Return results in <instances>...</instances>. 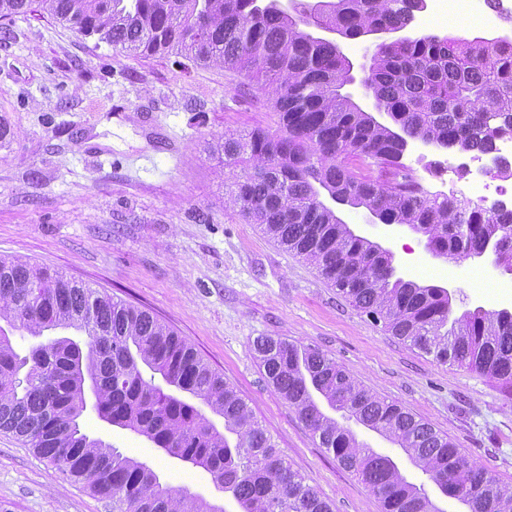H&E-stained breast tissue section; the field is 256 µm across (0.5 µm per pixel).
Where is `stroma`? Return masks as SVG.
<instances>
[{
    "label": "stroma",
    "mask_w": 512,
    "mask_h": 512,
    "mask_svg": "<svg viewBox=\"0 0 512 512\" xmlns=\"http://www.w3.org/2000/svg\"><path fill=\"white\" fill-rule=\"evenodd\" d=\"M414 25L448 37L512 35V22L484 28L459 14L419 16ZM0 122L8 129L0 139V256L62 272L171 326L223 373L334 512L382 506L268 384L249 349L256 337L321 351L512 487V392L375 325L229 203L234 176L247 166L225 168L208 142L278 122L243 76L176 54H126L33 0L26 14L0 18ZM445 160L458 165L470 156L414 146L403 157L427 190L455 197L465 177L444 184L433 175ZM341 216L390 247L406 279L452 290L454 314L479 305L512 310L511 274L479 259L432 257L406 225L371 224L365 209L347 207ZM79 426L147 463L162 484L238 512L208 472L108 425L94 409ZM0 512H112V504L54 475L0 431Z\"/></svg>",
    "instance_id": "stroma-1"
}]
</instances>
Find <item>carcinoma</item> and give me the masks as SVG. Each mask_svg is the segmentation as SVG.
Wrapping results in <instances>:
<instances>
[{"mask_svg": "<svg viewBox=\"0 0 512 512\" xmlns=\"http://www.w3.org/2000/svg\"><path fill=\"white\" fill-rule=\"evenodd\" d=\"M32 0H0V16L27 13ZM53 17L130 55L175 51L244 75L270 96L280 132L255 128L210 148L234 167L230 202L284 249L316 267L338 293L410 347L512 389V311L468 309L450 319L439 285L391 274L390 259L338 221L327 197L371 207L391 224L415 227L451 257L497 250L512 272V212L489 211L425 190L401 162L404 141L427 137L442 149L494 153L512 118V43L432 35L377 47L365 73L375 123L342 89L349 65L336 43L315 38V22L354 39L396 29L422 0H331L318 20L263 0H40ZM32 337L74 329L87 337L40 343L20 355L0 326V430L13 433L53 473L81 481L112 512H217L182 487L164 485L146 463L81 433L86 382L98 415L192 460L232 494L241 512H333L288 465L271 435L224 375L172 328L131 304L38 268L0 257V322ZM250 350L274 390L295 408L343 468L358 475L383 512H443L388 455L324 412V402L398 445L446 496L469 512H512V489L467 462L429 422L366 389L319 350L258 336ZM200 401L224 419L220 431Z\"/></svg>", "mask_w": 512, "mask_h": 512, "instance_id": "obj_1", "label": "carcinoma"}]
</instances>
